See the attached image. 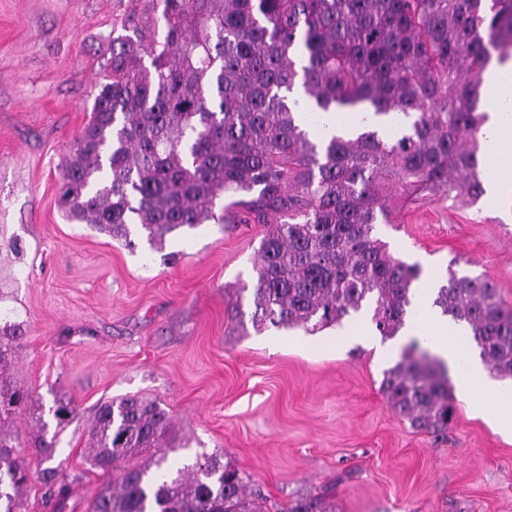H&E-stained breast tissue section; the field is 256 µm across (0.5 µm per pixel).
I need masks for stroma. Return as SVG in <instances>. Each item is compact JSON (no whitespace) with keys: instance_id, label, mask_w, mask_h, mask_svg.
<instances>
[{"instance_id":"1","label":"stroma","mask_w":512,"mask_h":512,"mask_svg":"<svg viewBox=\"0 0 512 512\" xmlns=\"http://www.w3.org/2000/svg\"><path fill=\"white\" fill-rule=\"evenodd\" d=\"M124 0H0V319L25 337L7 372L32 403L6 423L30 480L24 512H54L32 439H56L65 512H88L107 478L86 459L97 406L136 395L163 408L169 460L218 455L268 512L326 493L335 512H512V437L457 401L447 436L411 427L380 392L402 333L369 314L336 330L233 332L229 290L253 288L258 224H202L162 250L128 248L58 205L62 167L88 121L112 21ZM379 236L397 257L484 276L512 305V204L393 195ZM277 348H270V341ZM77 408L57 424L56 401Z\"/></svg>"}]
</instances>
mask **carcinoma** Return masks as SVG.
<instances>
[{
    "instance_id": "cac0c4a2",
    "label": "carcinoma",
    "mask_w": 512,
    "mask_h": 512,
    "mask_svg": "<svg viewBox=\"0 0 512 512\" xmlns=\"http://www.w3.org/2000/svg\"><path fill=\"white\" fill-rule=\"evenodd\" d=\"M103 55L90 119L65 161L60 202L133 249L206 222L264 227L252 326L314 332L373 306L382 339L413 318L421 270L377 237L394 191L475 205L486 194L481 110L491 52L512 51V0H128ZM311 111L362 108L377 125L321 139L300 125L297 77ZM228 199L216 213V199ZM288 214L286 222L269 216ZM433 306L467 324L489 369L512 377V307L492 282L448 269ZM20 325L0 328V512H22L29 481L4 423L31 402L7 383ZM380 391L411 426L444 436L456 417L447 365L413 342ZM165 412L135 396L98 407L92 467L112 475L92 512H265L235 468L199 454L169 474L131 457L159 442ZM48 498L63 503L55 442L35 440ZM277 512H332L323 496Z\"/></svg>"
}]
</instances>
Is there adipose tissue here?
I'll return each mask as SVG.
<instances>
[{
  "instance_id": "1",
  "label": "adipose tissue",
  "mask_w": 512,
  "mask_h": 512,
  "mask_svg": "<svg viewBox=\"0 0 512 512\" xmlns=\"http://www.w3.org/2000/svg\"><path fill=\"white\" fill-rule=\"evenodd\" d=\"M483 94L488 115L485 128L491 134V152L498 161L487 192L490 201L498 203L512 200V59L488 65L483 74ZM417 306L435 353L460 366L455 378L457 396L468 400L474 391H482L490 402L492 422L503 433L511 434L512 404L503 403L502 398L512 394V383L490 378L479 358H461L459 340L468 330L433 308L429 289L420 290Z\"/></svg>"
}]
</instances>
